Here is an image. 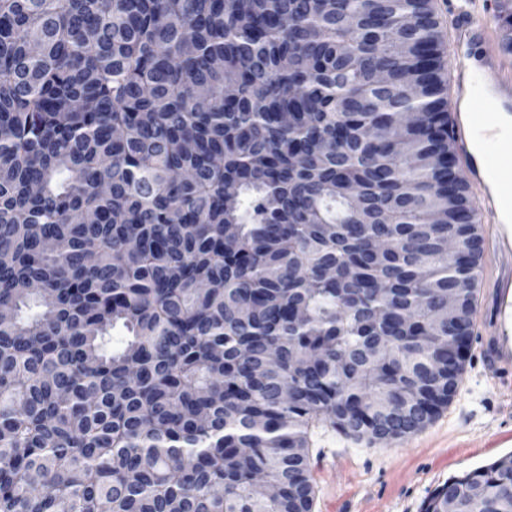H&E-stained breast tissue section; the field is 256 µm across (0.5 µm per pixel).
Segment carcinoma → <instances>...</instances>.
I'll use <instances>...</instances> for the list:
<instances>
[{"mask_svg":"<svg viewBox=\"0 0 512 512\" xmlns=\"http://www.w3.org/2000/svg\"><path fill=\"white\" fill-rule=\"evenodd\" d=\"M442 44L432 0H0V512H312L313 426L448 406ZM450 496L512 512V455Z\"/></svg>","mask_w":512,"mask_h":512,"instance_id":"cac0c4a2","label":"carcinoma"}]
</instances>
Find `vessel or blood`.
I'll return each mask as SVG.
<instances>
[{
	"label": "vessel or blood",
	"instance_id": "obj_1",
	"mask_svg": "<svg viewBox=\"0 0 512 512\" xmlns=\"http://www.w3.org/2000/svg\"><path fill=\"white\" fill-rule=\"evenodd\" d=\"M499 7L498 0H484L477 10L469 0H456L454 4L458 16L457 64L450 129L459 154L468 163L471 182L483 191L481 209L496 224L495 247L502 269L491 292L490 331L481 337L480 350L488 373L505 380L512 377V226L503 222L499 198L512 196V171L504 172L498 187L488 184L485 159L475 150L471 134L479 105L470 93L471 76L479 74L485 90L496 102L498 115L512 118V75L506 72L500 54L493 50L479 65L471 63L472 49L486 44L492 33L487 18L496 14Z\"/></svg>",
	"mask_w": 512,
	"mask_h": 512
}]
</instances>
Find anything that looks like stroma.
<instances>
[{
    "label": "stroma",
    "instance_id": "35a3bbf8",
    "mask_svg": "<svg viewBox=\"0 0 512 512\" xmlns=\"http://www.w3.org/2000/svg\"><path fill=\"white\" fill-rule=\"evenodd\" d=\"M482 235L474 337L454 398L424 430L402 442L371 447L326 424L313 429V512H423L428 498L450 477L512 454V382L486 374L478 341L500 268L493 225L483 223Z\"/></svg>",
    "mask_w": 512,
    "mask_h": 512
}]
</instances>
